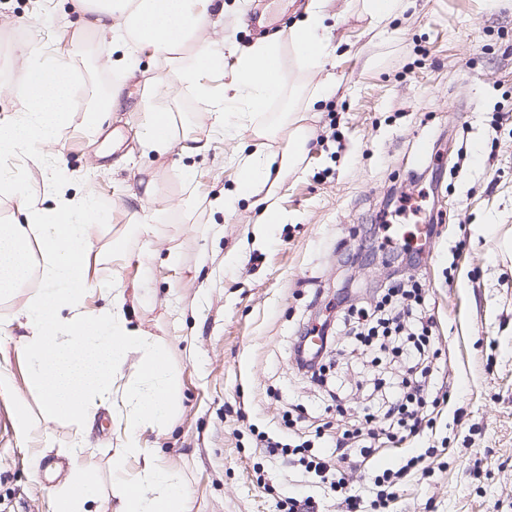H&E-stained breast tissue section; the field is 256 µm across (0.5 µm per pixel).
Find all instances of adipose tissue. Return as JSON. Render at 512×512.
<instances>
[{
	"instance_id": "ef3b65f1",
	"label": "adipose tissue",
	"mask_w": 512,
	"mask_h": 512,
	"mask_svg": "<svg viewBox=\"0 0 512 512\" xmlns=\"http://www.w3.org/2000/svg\"><path fill=\"white\" fill-rule=\"evenodd\" d=\"M327 2L309 0L287 42L262 39L223 55L211 50L205 37L224 16L223 0H73L77 11L91 16L93 30L111 35L115 70H128L132 57L145 49L167 56L192 50L191 63L174 69L178 84L191 90L215 134L235 139L248 131L256 139L253 149L231 157L237 171L234 187L215 197L212 207L228 213L239 200L251 199L267 224L285 221L276 196L284 176L307 150L311 134L295 113H281L277 126L288 132V150L277 157L263 149L261 140L270 129L261 118L283 95L285 57L303 71L322 65L328 49ZM20 57L27 111L16 120L0 121V161L24 155L36 162L69 126L74 73L39 47L26 46ZM140 144L146 153L177 152L187 176L194 171L191 158L211 148L207 139L176 138L169 114L156 111L142 115ZM0 193L16 200L19 213L15 223L0 224V299L13 298L30 279L39 281L22 307L26 333L19 347L45 422L67 416L86 424L101 405L119 398L124 435L115 459L135 460L139 469L131 477L117 472L112 484L117 512H187L178 471L161 465L140 438L144 423L169 424L173 391L166 353L132 324L123 282L110 286L106 308L96 312L85 305L88 292L97 286L89 273L95 231L108 217L110 201L91 194L70 197L62 183L44 204L29 198L24 179L2 171ZM133 353L138 360L128 376L124 369ZM86 451L85 437L77 436L69 450L71 484L53 498L51 512H88L98 479L94 467L83 461Z\"/></svg>"
}]
</instances>
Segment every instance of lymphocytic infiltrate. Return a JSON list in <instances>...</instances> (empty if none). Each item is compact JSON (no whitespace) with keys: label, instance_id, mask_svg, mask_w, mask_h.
Wrapping results in <instances>:
<instances>
[{"label":"lymphocytic infiltrate","instance_id":"f902f5d3","mask_svg":"<svg viewBox=\"0 0 512 512\" xmlns=\"http://www.w3.org/2000/svg\"><path fill=\"white\" fill-rule=\"evenodd\" d=\"M436 328L426 284L417 276L390 277L384 288L361 301L339 295L323 351L308 355L302 341H295L293 358L297 370L320 384L326 378L329 359L371 350L375 353L373 365H396L397 377L391 381L374 379L371 410L363 413L361 421L350 422L337 433L331 455L316 452L310 440L290 448L263 431L258 432V440L269 454L289 450L305 456L308 468L322 482L343 492L345 512H389L393 487L422 470L425 461L421 454L406 455V448L432 427L447 404L435 387L434 362L439 356ZM374 421L379 422V429H371ZM381 451L399 456V466L375 470L373 461ZM349 467L372 474L367 490L347 492L345 470Z\"/></svg>","mask_w":512,"mask_h":512}]
</instances>
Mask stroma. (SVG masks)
I'll list each match as a JSON object with an SVG mask.
<instances>
[{"label":"stroma","mask_w":512,"mask_h":512,"mask_svg":"<svg viewBox=\"0 0 512 512\" xmlns=\"http://www.w3.org/2000/svg\"><path fill=\"white\" fill-rule=\"evenodd\" d=\"M306 3L224 0V34L254 42L249 18L259 6L273 36L287 38ZM362 5L330 0L323 66L284 70L285 93L267 116L298 112L318 141L279 193L286 223L260 224L250 202L225 216L209 207L234 183L229 160L239 142L212 139L190 182L177 155L143 154L139 125L150 108L171 113L176 135L209 137L207 115L169 81V58L140 52L133 75L115 72L107 39L67 0H0V118L26 109L21 47L44 46L78 76L72 121L55 152L38 168L22 156L7 166L31 198L65 179L111 201L97 230L105 254L90 267L100 287L87 304L106 306L113 280L140 285L146 301L132 322L165 348L175 391L170 426H145L141 438L179 471L189 512H287L289 498L307 496L314 512H341L329 489L269 455L254 434L329 438L339 414L357 413L368 355L349 360L341 374L348 396L338 406L297 371L292 342L305 324L324 321L338 289L366 296L396 270L429 287L445 356L438 377L450 384L448 409L461 425L437 424L433 469L397 488L394 512H512V263L498 256L500 231L512 229V121L499 120L512 113V0H406L379 38L366 35ZM335 81L340 92L325 96ZM100 85L119 93L122 107L93 129L85 112ZM423 137L434 151L421 158L415 144ZM149 179L165 215L146 240L131 231L137 205L129 192ZM401 185L423 191L420 211H396L390 190ZM381 219L394 244L433 224L420 263L393 262L374 248L369 227ZM116 245L125 256L118 264ZM28 294L0 301V364L15 379L0 392V512H48L49 498L66 488L78 434L68 418L43 423L16 353V315ZM20 397L36 426L30 439L13 423ZM289 413L298 418L290 426ZM121 436L100 408L87 430V459L100 475L95 512H116Z\"/></svg>","instance_id":"obj_1"}]
</instances>
